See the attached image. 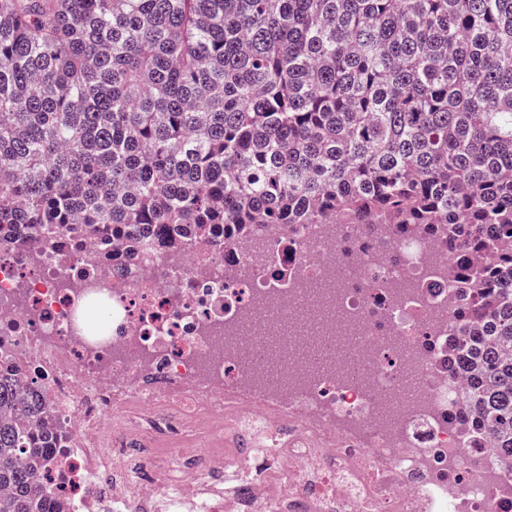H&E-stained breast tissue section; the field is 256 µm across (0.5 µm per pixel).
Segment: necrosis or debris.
<instances>
[{
	"label": "necrosis or debris",
	"mask_w": 512,
	"mask_h": 512,
	"mask_svg": "<svg viewBox=\"0 0 512 512\" xmlns=\"http://www.w3.org/2000/svg\"><path fill=\"white\" fill-rule=\"evenodd\" d=\"M362 236L0 240V370L52 409L63 512H512V460L449 418L454 259Z\"/></svg>",
	"instance_id": "1"
}]
</instances>
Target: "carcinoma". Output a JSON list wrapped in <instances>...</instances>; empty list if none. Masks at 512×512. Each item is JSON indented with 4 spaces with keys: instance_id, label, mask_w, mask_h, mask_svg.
I'll return each mask as SVG.
<instances>
[{
    "instance_id": "carcinoma-1",
    "label": "carcinoma",
    "mask_w": 512,
    "mask_h": 512,
    "mask_svg": "<svg viewBox=\"0 0 512 512\" xmlns=\"http://www.w3.org/2000/svg\"><path fill=\"white\" fill-rule=\"evenodd\" d=\"M336 219L455 259V421L512 459V0H0V239ZM50 415L0 372V512H60Z\"/></svg>"
}]
</instances>
